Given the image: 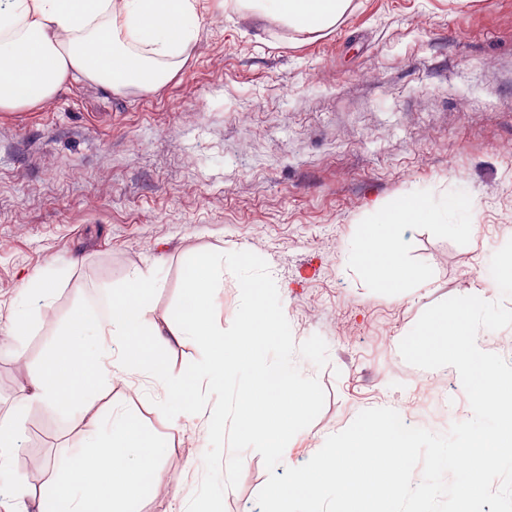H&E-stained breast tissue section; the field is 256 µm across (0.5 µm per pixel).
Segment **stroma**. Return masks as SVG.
<instances>
[{"mask_svg":"<svg viewBox=\"0 0 512 512\" xmlns=\"http://www.w3.org/2000/svg\"><path fill=\"white\" fill-rule=\"evenodd\" d=\"M408 195L431 197L439 216L407 231L412 277L387 290L351 251L378 206ZM460 197L470 209H450ZM511 239L512 0H351L319 32L211 9L179 74L156 90L74 83L46 106L0 112V414L21 410L54 326L80 300L151 269L162 286L149 321L161 325L190 256L247 250L267 261L295 343L317 334L328 346L324 367L294 358L325 403L276 474L370 408L446 433L472 415L455 368L410 365L399 343L427 308L480 287ZM30 277L53 280L48 305L24 298ZM20 311L33 323L22 338L10 333ZM165 396L155 378L119 377L71 417L23 410L17 475L47 493L49 461L123 405L167 442L138 512H185L210 414L166 420ZM268 474L245 451L225 512H261Z\"/></svg>","mask_w":512,"mask_h":512,"instance_id":"35a3bbf8","label":"stroma"}]
</instances>
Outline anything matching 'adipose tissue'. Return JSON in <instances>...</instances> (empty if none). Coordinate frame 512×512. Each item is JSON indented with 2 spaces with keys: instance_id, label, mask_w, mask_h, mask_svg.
<instances>
[{
  "instance_id": "adipose-tissue-1",
  "label": "adipose tissue",
  "mask_w": 512,
  "mask_h": 512,
  "mask_svg": "<svg viewBox=\"0 0 512 512\" xmlns=\"http://www.w3.org/2000/svg\"><path fill=\"white\" fill-rule=\"evenodd\" d=\"M350 0H234L302 32L335 25ZM203 0H0V112L53 100L72 82L112 93L151 91L173 79L197 40ZM431 200L384 205L353 245L354 260L384 288L410 276L402 257L408 225L432 220Z\"/></svg>"
}]
</instances>
